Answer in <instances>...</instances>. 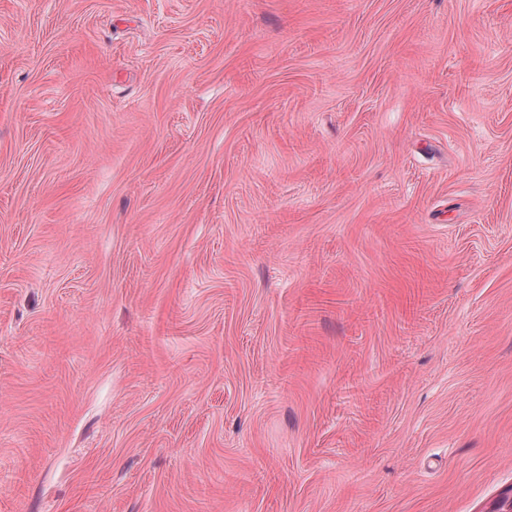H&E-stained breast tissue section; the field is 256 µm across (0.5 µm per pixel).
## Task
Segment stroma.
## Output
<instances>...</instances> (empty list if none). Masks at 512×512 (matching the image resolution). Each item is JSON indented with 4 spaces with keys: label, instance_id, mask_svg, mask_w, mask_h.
<instances>
[{
    "label": "stroma",
    "instance_id": "stroma-1",
    "mask_svg": "<svg viewBox=\"0 0 512 512\" xmlns=\"http://www.w3.org/2000/svg\"><path fill=\"white\" fill-rule=\"evenodd\" d=\"M512 497V0H0V512Z\"/></svg>",
    "mask_w": 512,
    "mask_h": 512
}]
</instances>
